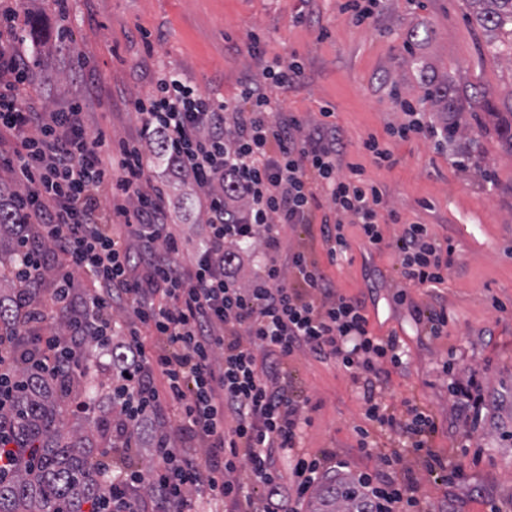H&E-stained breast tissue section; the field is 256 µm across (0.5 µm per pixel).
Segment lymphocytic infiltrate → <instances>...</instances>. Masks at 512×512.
Returning <instances> with one entry per match:
<instances>
[{
  "label": "lymphocytic infiltrate",
  "instance_id": "f902f5d3",
  "mask_svg": "<svg viewBox=\"0 0 512 512\" xmlns=\"http://www.w3.org/2000/svg\"><path fill=\"white\" fill-rule=\"evenodd\" d=\"M14 14L0 8V130L16 138L5 164L23 186L17 207L37 231L23 237L11 267L22 318L11 333L0 332V412L5 382L15 377L14 341L27 342L31 367L48 376L73 372L87 344L105 355L119 344L107 393L120 413L116 438L127 442L150 428L159 467L148 477L104 472L108 512H193L201 500L231 512H300L310 489L337 468L335 453L312 456L301 446L308 402L294 390L288 361L310 353L349 373L366 417L403 435L429 473L447 471L428 446L431 416L415 401L397 414L380 399L387 366H401L408 355L400 337L375 336L363 301L338 292L306 251H281L280 226L306 223L324 197L320 235L330 263L350 249L347 221L373 250L394 246L401 275L414 287H438L454 263L453 247L428 225L385 210L382 191L361 168L340 174L343 141L330 109L310 127L280 113L267 89L297 84L303 64L275 59L261 81H242L237 98L224 103L172 72L158 73L152 92L132 100L143 131L171 144L169 168L203 193L207 218L184 265L175 208L164 186L148 185L142 142L115 145L104 132L88 134L80 104L46 112L19 101L30 75L15 48ZM108 150L114 157L107 166L101 154ZM105 186L113 208L101 215L97 194ZM385 218L401 226L390 243ZM254 260L255 280L240 287V265ZM76 269L92 275L93 293L74 292ZM292 276L302 288L289 285ZM49 307L66 335L45 333ZM116 310L125 320H113ZM168 405L179 412L174 432L163 428ZM191 440L203 457L190 452ZM380 460L382 469L357 478L370 512H424L414 485L391 473L401 451ZM257 486L263 498L253 496Z\"/></svg>",
  "mask_w": 512,
  "mask_h": 512
}]
</instances>
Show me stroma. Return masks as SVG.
I'll use <instances>...</instances> for the list:
<instances>
[{"label":"stroma","mask_w":512,"mask_h":512,"mask_svg":"<svg viewBox=\"0 0 512 512\" xmlns=\"http://www.w3.org/2000/svg\"><path fill=\"white\" fill-rule=\"evenodd\" d=\"M342 2L70 0L62 18L54 0H20V51L34 76L21 95L48 112L80 101L88 133L104 132L116 143L139 137L141 122L129 102L151 92L159 70L177 72L220 103L235 99L245 79H261L267 60L302 61L299 84L269 90L283 113L313 124L321 108H330L345 143L343 161L362 165L402 220L428 224L448 240L454 264L433 292L408 286L395 249L364 256L352 224L345 227L348 259L329 263L320 208L311 223L281 226V245L305 246L339 292L364 299L375 335L394 332L407 344V363L389 369L381 395L397 412L407 399L428 410L436 425L431 449L465 472L464 479L441 481L408 456L402 475L421 502L430 512H512V151L494 127L479 129L471 113L476 93L494 111L512 112V64L484 51L485 34L471 20L468 0H377L374 22L363 24L342 11ZM435 88L463 105L458 119L467 135L442 146L421 135L389 138L410 108L423 121L447 122V113L425 99ZM372 136L389 144L395 166L378 165L363 150ZM166 168V158H158L149 178L167 182L175 231L188 242L180 256L187 264L205 222L203 195L190 178L168 176ZM400 290L409 305L395 303ZM438 305L448 309V332L434 338L415 312ZM447 362L458 378L478 373L485 404L477 421L464 422L450 396ZM288 369L310 400L302 446L312 456L335 451L346 463L336 477L378 468L376 456L358 452L361 435L401 447L400 436L366 418L342 367L300 353Z\"/></svg>","instance_id":"35a3bbf8"}]
</instances>
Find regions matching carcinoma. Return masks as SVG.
I'll use <instances>...</instances> for the list:
<instances>
[{
    "mask_svg": "<svg viewBox=\"0 0 512 512\" xmlns=\"http://www.w3.org/2000/svg\"><path fill=\"white\" fill-rule=\"evenodd\" d=\"M476 23L487 34L486 52L512 62V0H469ZM501 140L512 152V113L491 112ZM18 192L0 191V263L16 258L24 231L22 215L14 206ZM28 353L19 348L18 382L12 385L4 431L14 444L16 464L0 477V512H83L88 504L103 508L101 462L92 438L64 431L61 407L51 394L69 382L66 376L41 377L28 365ZM83 401L78 411L89 416L96 407L97 374L81 371ZM364 495L348 479L324 485L310 512H365Z\"/></svg>",
    "mask_w": 512,
    "mask_h": 512,
    "instance_id": "cac0c4a2",
    "label": "carcinoma"
}]
</instances>
